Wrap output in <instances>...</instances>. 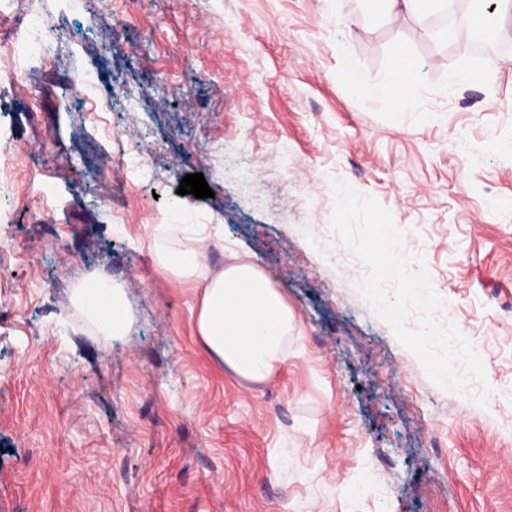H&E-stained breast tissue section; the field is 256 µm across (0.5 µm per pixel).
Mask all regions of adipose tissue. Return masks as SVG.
Listing matches in <instances>:
<instances>
[{"instance_id": "ef3b65f1", "label": "adipose tissue", "mask_w": 512, "mask_h": 512, "mask_svg": "<svg viewBox=\"0 0 512 512\" xmlns=\"http://www.w3.org/2000/svg\"><path fill=\"white\" fill-rule=\"evenodd\" d=\"M193 232V246L173 244L158 253V263L175 278L199 281L196 336L211 357L247 383H266L288 361L296 315L258 263L238 261L211 272L205 262L211 237L202 224ZM73 300L105 335L126 325L125 303L110 278L87 277Z\"/></svg>"}]
</instances>
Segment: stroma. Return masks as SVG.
<instances>
[{"instance_id": "stroma-1", "label": "stroma", "mask_w": 512, "mask_h": 512, "mask_svg": "<svg viewBox=\"0 0 512 512\" xmlns=\"http://www.w3.org/2000/svg\"><path fill=\"white\" fill-rule=\"evenodd\" d=\"M51 34L0 88V512H512V42L434 41L375 0H13ZM399 101L370 95L400 53ZM100 124L70 101L73 69ZM459 69L482 81L449 90ZM33 195L15 175L18 148ZM142 151L113 223L117 149ZM202 173L212 197L178 194ZM387 208L477 338L499 406L432 382L341 267L332 179ZM222 226L296 315L260 386L195 334L194 280L157 249ZM125 294L107 336L73 303L90 274ZM419 71L420 67L414 59L405 56L404 64L394 67L391 78L381 85L370 88L369 93L393 98L404 95L418 77Z\"/></svg>"}]
</instances>
